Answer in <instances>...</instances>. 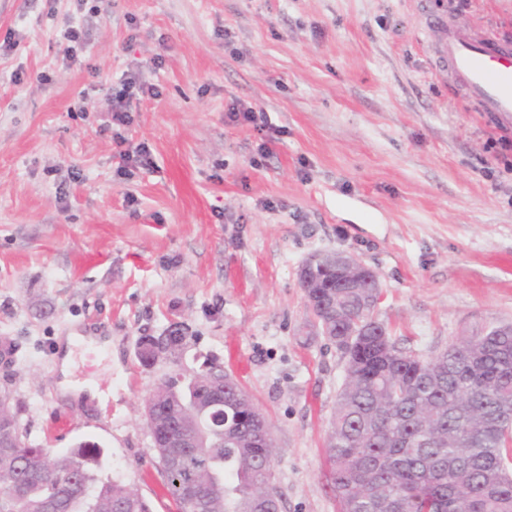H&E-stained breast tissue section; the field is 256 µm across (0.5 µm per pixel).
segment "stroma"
I'll return each mask as SVG.
<instances>
[{"label": "stroma", "mask_w": 512, "mask_h": 512, "mask_svg": "<svg viewBox=\"0 0 512 512\" xmlns=\"http://www.w3.org/2000/svg\"><path fill=\"white\" fill-rule=\"evenodd\" d=\"M449 1L453 28L512 40V0H0V339L16 350L0 393L33 444H93L100 477L176 512L144 403L209 358L273 428L282 512H338L326 441L346 359L313 325L302 260L374 269L377 318L423 355L512 322V127L436 73L425 13ZM130 73L162 94L120 127ZM235 101L284 129L267 156L228 121ZM117 133L150 164L120 168ZM176 327L184 349L143 365L141 339ZM79 331L96 341L72 378L97 401L59 389Z\"/></svg>", "instance_id": "stroma-1"}]
</instances>
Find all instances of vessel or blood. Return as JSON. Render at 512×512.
Instances as JSON below:
<instances>
[{
	"label": "vessel or blood",
	"mask_w": 512,
	"mask_h": 512,
	"mask_svg": "<svg viewBox=\"0 0 512 512\" xmlns=\"http://www.w3.org/2000/svg\"><path fill=\"white\" fill-rule=\"evenodd\" d=\"M425 25L441 30L439 72L456 79L462 95L491 119L512 118V42L460 33L439 15L427 16Z\"/></svg>",
	"instance_id": "obj_1"
}]
</instances>
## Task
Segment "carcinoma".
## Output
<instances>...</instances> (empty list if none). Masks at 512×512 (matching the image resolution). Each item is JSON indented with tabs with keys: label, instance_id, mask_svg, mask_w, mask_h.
Instances as JSON below:
<instances>
[{
	"label": "carcinoma",
	"instance_id": "1",
	"mask_svg": "<svg viewBox=\"0 0 512 512\" xmlns=\"http://www.w3.org/2000/svg\"><path fill=\"white\" fill-rule=\"evenodd\" d=\"M308 301L319 325L358 332L327 443L341 512H512V333L486 325L424 356L398 346L364 282L322 283ZM197 389L173 378L145 411L188 416ZM256 443L246 427L178 469L155 449L177 512H254L274 468ZM96 455L33 444L12 406L0 407V512H151L136 490L98 476Z\"/></svg>",
	"mask_w": 512,
	"mask_h": 512
}]
</instances>
